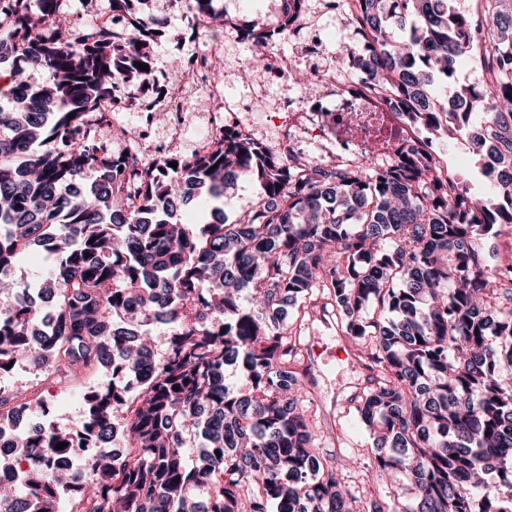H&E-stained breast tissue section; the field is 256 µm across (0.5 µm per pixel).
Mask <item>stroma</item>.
Instances as JSON below:
<instances>
[{
	"label": "stroma",
	"mask_w": 512,
	"mask_h": 512,
	"mask_svg": "<svg viewBox=\"0 0 512 512\" xmlns=\"http://www.w3.org/2000/svg\"><path fill=\"white\" fill-rule=\"evenodd\" d=\"M191 32L181 10L169 7L164 36L154 44V65L167 75L171 82H179L182 74L174 59L184 57L194 49ZM435 145L443 154L449 169L459 177L471 196L487 198L494 192L490 181L484 177L473 155L469 138L465 133H447L436 139ZM315 301H307L291 309L288 323L293 333L299 334L303 343L304 359L314 362L315 384L305 395V404L313 420L321 452L336 458L350 455L352 448L361 453H371L373 441L369 434L360 428L349 410V396L364 385L363 371L343 359L340 350L345 344L343 336L337 334L332 316L317 317L314 313ZM59 377L55 374L35 372L27 361L17 362L13 372L0 390L13 393L23 388L32 405L29 414L33 420H41L43 406H51L52 418L61 429L82 426L87 415L85 396L88 392L106 387L107 378L102 370L82 372L66 388H59ZM344 424L349 445L337 442V424Z\"/></svg>",
	"instance_id": "1"
}]
</instances>
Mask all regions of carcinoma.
<instances>
[{
    "mask_svg": "<svg viewBox=\"0 0 512 512\" xmlns=\"http://www.w3.org/2000/svg\"><path fill=\"white\" fill-rule=\"evenodd\" d=\"M182 1L210 33L225 15L219 0H171ZM150 2L110 0L137 27L89 41L74 27L60 34L65 0H0V64L20 57L11 72L51 74L0 92V283L13 286L0 305V364L25 358L68 377L109 357L126 366L86 394L80 428L40 422L20 435L28 466L21 483L0 485V503L56 512L71 493L93 512H512V259L477 244L512 224V0H484L476 24L452 0H353L371 81L415 125L474 130L495 188L487 199L412 150L374 168L300 170L230 129L202 153L150 167L107 152L88 131L105 122L91 106L115 84L137 101L152 71L135 64L154 67ZM299 2L280 0L276 24L248 12L227 21L273 44ZM476 49L485 84L448 98ZM87 170L96 179L74 188ZM241 179L258 184L257 198L230 217L222 204ZM192 201L210 213L197 229L175 219ZM33 246L54 257L38 287L58 321L48 335L24 281L9 276ZM317 292L371 372L356 412L375 444L364 470L381 488L362 497L345 476L357 458L337 465L315 448L305 375L290 369L301 342L288 304ZM161 322L176 330L158 358L150 327ZM226 366L246 388L225 381ZM134 383L141 392L120 418ZM117 425L133 457L101 456L85 474L57 468V444ZM393 472L404 497L383 507ZM488 476L505 492L488 493Z\"/></svg>",
    "mask_w": 512,
    "mask_h": 512,
    "instance_id": "carcinoma-1",
    "label": "carcinoma"
}]
</instances>
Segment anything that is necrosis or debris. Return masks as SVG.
<instances>
[{"label":"necrosis or debris","mask_w":512,"mask_h":512,"mask_svg":"<svg viewBox=\"0 0 512 512\" xmlns=\"http://www.w3.org/2000/svg\"><path fill=\"white\" fill-rule=\"evenodd\" d=\"M311 27L304 9L294 11L288 39L299 44V51L287 56L266 50L263 66L264 74L286 80L291 79L295 70L308 69L323 95L336 101L335 107L318 108L306 98L283 96L269 104L270 120L292 161L302 165L307 162L305 154L298 149L299 142L325 141L335 145V159L339 162L355 164L368 157L386 160L399 151L423 150L434 171L447 173L441 155L427 150L404 112L370 90L360 65L342 67L327 60L323 42L312 33ZM225 66L224 42L218 37L211 38L205 49L187 57L184 85L163 86L154 77L147 87L139 90V114L146 127L163 129L162 135L151 143L154 155L175 151L183 143L182 123L160 121L162 112L177 97L188 101L204 94L208 104L204 114L205 140L218 138L224 129L243 127L245 117L253 110L254 99L262 97L263 92L253 90L247 99L225 98L215 81L216 74ZM27 414V408H17L14 424L0 426V483L14 485L21 478L22 468L14 462V444Z\"/></svg>","instance_id":"1"}]
</instances>
